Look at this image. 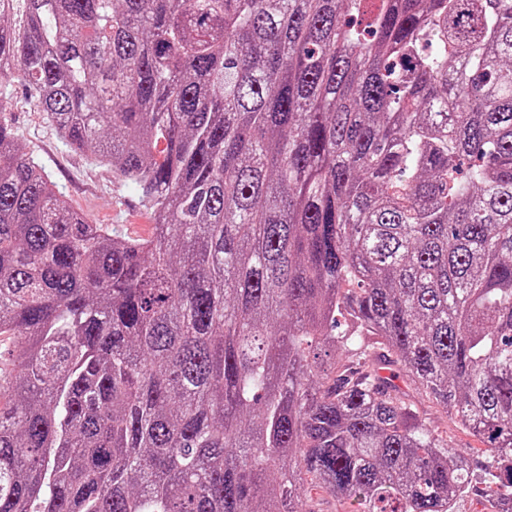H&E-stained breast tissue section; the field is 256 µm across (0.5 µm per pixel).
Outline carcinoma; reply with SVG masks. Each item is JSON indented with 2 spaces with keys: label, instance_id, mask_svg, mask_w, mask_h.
Wrapping results in <instances>:
<instances>
[{
  "label": "carcinoma",
  "instance_id": "cac0c4a2",
  "mask_svg": "<svg viewBox=\"0 0 512 512\" xmlns=\"http://www.w3.org/2000/svg\"><path fill=\"white\" fill-rule=\"evenodd\" d=\"M15 76L154 231L0 119V512L512 504V0H0ZM2 105L20 148L37 158L57 190L90 224H105L126 236L148 237L153 231L150 210L138 190L125 184L112 170L91 156L74 154L33 102L19 79L7 87ZM142 224V225H133ZM417 408L419 419L443 436H448V444L455 450L466 452L469 448H485L478 438L459 428L455 420L436 403L420 401L417 402Z\"/></svg>",
  "mask_w": 512,
  "mask_h": 512
}]
</instances>
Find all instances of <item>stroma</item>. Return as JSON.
Returning <instances> with one entry per match:
<instances>
[{"label": "stroma", "instance_id": "obj_1", "mask_svg": "<svg viewBox=\"0 0 512 512\" xmlns=\"http://www.w3.org/2000/svg\"><path fill=\"white\" fill-rule=\"evenodd\" d=\"M0 106L6 110L20 148L41 162L73 209L90 223L105 225L129 237L145 238L152 233L151 214L138 190L91 157L74 154L46 115L39 112L22 81H11ZM417 408L420 420L447 436L455 450L465 452L480 447V440L459 428L439 405L425 400L418 402Z\"/></svg>", "mask_w": 512, "mask_h": 512}]
</instances>
